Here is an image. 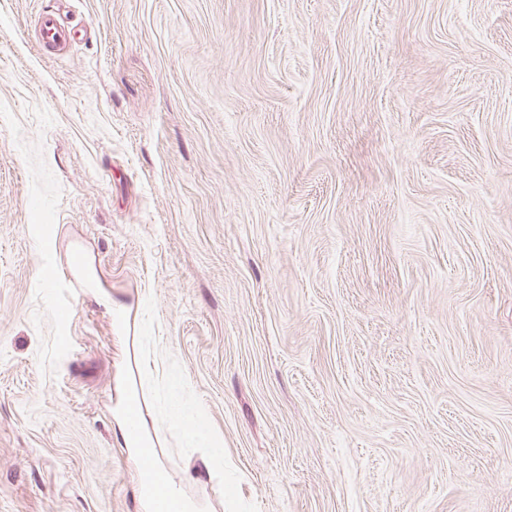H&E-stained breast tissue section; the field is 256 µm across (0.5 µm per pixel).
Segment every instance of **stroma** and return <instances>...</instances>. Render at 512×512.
<instances>
[{
	"label": "stroma",
	"mask_w": 512,
	"mask_h": 512,
	"mask_svg": "<svg viewBox=\"0 0 512 512\" xmlns=\"http://www.w3.org/2000/svg\"><path fill=\"white\" fill-rule=\"evenodd\" d=\"M133 368L200 512H512V0H0V512H143ZM83 28L70 27L58 12L44 11L40 14L36 27L39 50L44 54L61 53L75 40L78 32L84 30Z\"/></svg>",
	"instance_id": "1"
}]
</instances>
